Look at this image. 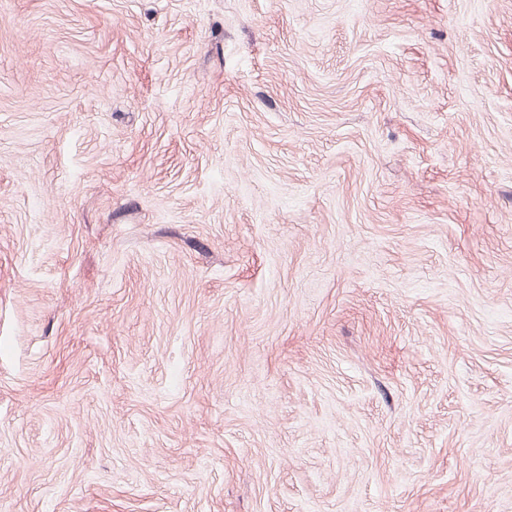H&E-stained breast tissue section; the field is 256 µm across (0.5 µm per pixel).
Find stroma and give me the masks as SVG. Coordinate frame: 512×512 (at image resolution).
Segmentation results:
<instances>
[{
  "label": "stroma",
  "mask_w": 512,
  "mask_h": 512,
  "mask_svg": "<svg viewBox=\"0 0 512 512\" xmlns=\"http://www.w3.org/2000/svg\"><path fill=\"white\" fill-rule=\"evenodd\" d=\"M0 512H512V0H0Z\"/></svg>",
  "instance_id": "1"
}]
</instances>
